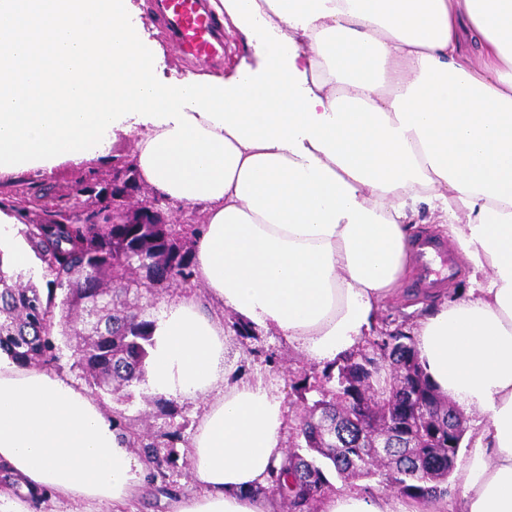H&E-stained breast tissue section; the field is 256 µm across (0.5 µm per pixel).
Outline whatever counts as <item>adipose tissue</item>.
I'll return each mask as SVG.
<instances>
[{
	"instance_id": "adipose-tissue-1",
	"label": "adipose tissue",
	"mask_w": 512,
	"mask_h": 512,
	"mask_svg": "<svg viewBox=\"0 0 512 512\" xmlns=\"http://www.w3.org/2000/svg\"><path fill=\"white\" fill-rule=\"evenodd\" d=\"M276 33L292 38L294 64L323 104L341 96L381 108L406 93L425 56L453 64L512 99V0H256ZM405 138L430 185L390 192L351 180L361 206L396 223L398 268L388 285L352 278L341 232L297 235L250 210L235 187L205 200L194 265L214 303L249 326L276 330L313 362L336 361L371 331L410 262L413 217L426 205L470 266L464 297L419 321V361L441 394L487 417L460 480L463 512H512V205L459 192L432 172L415 131ZM224 324L193 300L156 324L144 389L202 407L187 443L194 492L172 512H274L270 475L286 460L279 388L225 377ZM0 467L34 497L112 505L122 512L148 483L130 448L89 391L39 366L0 355ZM321 512H434L364 493L327 496Z\"/></svg>"
}]
</instances>
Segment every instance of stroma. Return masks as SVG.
<instances>
[{"instance_id": "35a3bbf8", "label": "stroma", "mask_w": 512, "mask_h": 512, "mask_svg": "<svg viewBox=\"0 0 512 512\" xmlns=\"http://www.w3.org/2000/svg\"><path fill=\"white\" fill-rule=\"evenodd\" d=\"M133 20L142 34L155 42L159 51L154 67L159 76L166 80H182L196 74L197 68L185 61L163 34L161 20L153 13L150 0H132ZM133 135H117L111 150L105 157L88 163L64 166L50 172L24 171L0 179V200L6 208L22 210L35 215L47 208H66L70 197L87 178H94L98 187L111 186L126 179L134 169ZM458 274L449 283L430 292L413 289L411 280H404L398 292L381 304L383 314L391 316L394 327L407 333H415L417 321L423 314L441 300H452L464 296L469 287L470 266L462 250H455ZM191 298L205 307L214 317L224 322L226 332V366L229 379L251 377L257 374L279 384L284 394V406L288 427H295L299 418L313 401L319 399L321 391L333 389L335 379L325 374V365L309 360L303 352L289 343L272 329H252L250 336L241 337L233 330L237 315L214 304L201 284L185 288L176 284L159 290L156 298L141 299L151 319H159L162 312L182 298ZM305 380V392H297L293 385ZM95 400L110 414H124L127 424L138 433L154 429L163 433L169 421L181 426V441H188L201 415L192 405L174 402L176 418H168L159 405L148 406L141 399L140 389L133 388L118 394L95 392ZM189 463L184 454H177L176 462L167 472L165 486L151 484L129 505L131 512H171L175 495L188 490Z\"/></svg>"}]
</instances>
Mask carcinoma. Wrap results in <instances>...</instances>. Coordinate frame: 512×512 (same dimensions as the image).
<instances>
[{
	"label": "carcinoma",
	"instance_id": "1",
	"mask_svg": "<svg viewBox=\"0 0 512 512\" xmlns=\"http://www.w3.org/2000/svg\"><path fill=\"white\" fill-rule=\"evenodd\" d=\"M132 177L97 193L100 205L67 222L57 211L43 210L36 219L23 217L22 233L39 261L46 289L24 272L6 275L0 256V353L17 365H47L58 359L60 335L71 351L74 367L85 383L110 394L141 382L155 321L145 309L130 303V294L154 296L164 282L188 287L194 279L187 241L201 224L178 227L157 219L148 223H112V199L129 195ZM365 343L377 349L362 374L338 380L329 399L311 406L299 420L291 441L293 451L278 474L273 491L288 512H313L330 487L327 472L339 477L380 476L399 493L420 501L448 492L466 428L461 414L444 398L423 371L413 337L396 328L379 331ZM404 368V374L386 383L370 400L369 379L386 360ZM167 416L165 440L126 432L130 447H139L153 469V478L165 479L171 456L169 439L178 426ZM408 434L409 456L371 468L355 465L372 440L391 436L396 429Z\"/></svg>",
	"mask_w": 512,
	"mask_h": 512
}]
</instances>
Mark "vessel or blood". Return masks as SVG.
I'll list each match as a JSON object with an SVG mask.
<instances>
[{"label": "vessel or blood", "mask_w": 512, "mask_h": 512, "mask_svg": "<svg viewBox=\"0 0 512 512\" xmlns=\"http://www.w3.org/2000/svg\"><path fill=\"white\" fill-rule=\"evenodd\" d=\"M155 7L166 34L184 58L214 64L223 61L224 34L206 0H155ZM415 252L419 270L417 285L431 288L436 266L452 265L449 250L443 243L421 239L415 244Z\"/></svg>", "instance_id": "vessel-or-blood-1"}]
</instances>
